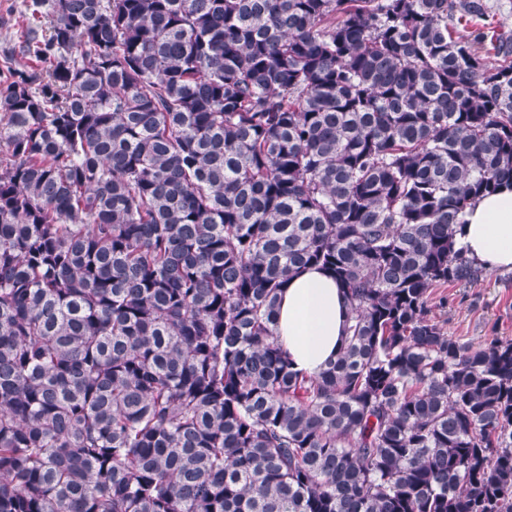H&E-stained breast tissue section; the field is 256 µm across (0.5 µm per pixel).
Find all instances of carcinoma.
Listing matches in <instances>:
<instances>
[{
  "label": "carcinoma",
  "mask_w": 512,
  "mask_h": 512,
  "mask_svg": "<svg viewBox=\"0 0 512 512\" xmlns=\"http://www.w3.org/2000/svg\"><path fill=\"white\" fill-rule=\"evenodd\" d=\"M502 6L24 2L0 512H512V338L433 315L482 273L466 208L512 184ZM313 266L351 318L309 375L273 327Z\"/></svg>",
  "instance_id": "cac0c4a2"
}]
</instances>
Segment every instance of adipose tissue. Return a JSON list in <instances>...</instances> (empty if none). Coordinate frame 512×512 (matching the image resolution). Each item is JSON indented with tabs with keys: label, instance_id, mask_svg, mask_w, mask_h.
Returning <instances> with one entry per match:
<instances>
[{
	"label": "adipose tissue",
	"instance_id": "1",
	"mask_svg": "<svg viewBox=\"0 0 512 512\" xmlns=\"http://www.w3.org/2000/svg\"><path fill=\"white\" fill-rule=\"evenodd\" d=\"M464 219L459 244L474 264L512 271V189L478 199ZM349 316L341 289L326 272L312 268L290 278L280 292L275 334L293 368L307 374L324 368L343 344Z\"/></svg>",
	"mask_w": 512,
	"mask_h": 512
}]
</instances>
